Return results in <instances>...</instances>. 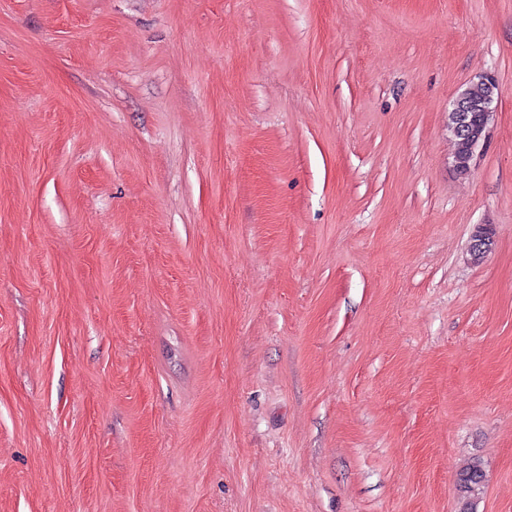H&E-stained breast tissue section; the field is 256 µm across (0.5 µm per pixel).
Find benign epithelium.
<instances>
[{
	"instance_id": "1",
	"label": "benign epithelium",
	"mask_w": 512,
	"mask_h": 512,
	"mask_svg": "<svg viewBox=\"0 0 512 512\" xmlns=\"http://www.w3.org/2000/svg\"><path fill=\"white\" fill-rule=\"evenodd\" d=\"M474 84L484 88L483 97L473 99L468 85L457 95L448 113L449 127L464 145V152L453 154L454 166L463 174L471 171L476 152L487 138L490 117L504 93L497 79L491 75L479 76ZM490 246V233L483 227L477 228L471 237L472 255L482 257Z\"/></svg>"
}]
</instances>
